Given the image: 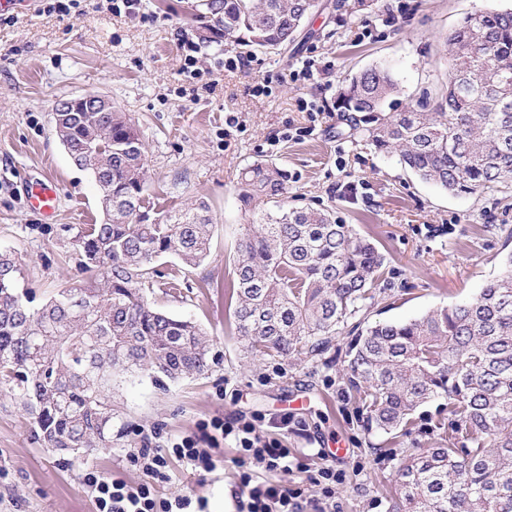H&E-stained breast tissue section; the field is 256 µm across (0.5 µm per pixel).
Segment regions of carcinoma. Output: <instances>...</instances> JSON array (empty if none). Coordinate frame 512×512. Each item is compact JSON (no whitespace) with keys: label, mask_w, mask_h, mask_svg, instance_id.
<instances>
[{"label":"carcinoma","mask_w":512,"mask_h":512,"mask_svg":"<svg viewBox=\"0 0 512 512\" xmlns=\"http://www.w3.org/2000/svg\"><path fill=\"white\" fill-rule=\"evenodd\" d=\"M355 15L377 0H337ZM318 0H200L205 31L246 50L293 41ZM448 83L403 112L384 65L342 83L333 108L348 136L395 152L419 179L451 194L512 185V9L466 14L447 38ZM70 159L102 192L104 221L83 228L85 279L42 304L0 253V388L32 416L46 448L88 454L112 445V376L155 382L210 367L205 332L156 308L154 263L201 265L208 207L152 222L142 211L145 154L124 112H56ZM288 171L257 161L237 185L252 216L238 247L236 329L251 350L285 359L327 352L348 329L345 358L366 433L396 435L441 399L434 442L401 458L390 512H512V252L470 300L405 322L369 321L384 257L329 210L288 208Z\"/></svg>","instance_id":"cac0c4a2"}]
</instances>
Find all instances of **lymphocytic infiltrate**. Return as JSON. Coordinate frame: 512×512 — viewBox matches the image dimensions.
<instances>
[{
  "mask_svg": "<svg viewBox=\"0 0 512 512\" xmlns=\"http://www.w3.org/2000/svg\"><path fill=\"white\" fill-rule=\"evenodd\" d=\"M198 433L186 436L168 448H140L129 454V462L145 475L144 481L130 484L88 469L82 475L92 494L96 512H206L187 494L159 497L157 488L171 479L170 458L191 465L197 472L215 468L214 457L224 440L235 443L244 469L238 474L233 496L235 512H322L318 499L306 496L291 464L293 452L275 438L261 439L255 421L227 420L215 416L197 425ZM282 473L279 483L260 482L255 465Z\"/></svg>",
  "mask_w": 512,
  "mask_h": 512,
  "instance_id": "1",
  "label": "lymphocytic infiltrate"
}]
</instances>
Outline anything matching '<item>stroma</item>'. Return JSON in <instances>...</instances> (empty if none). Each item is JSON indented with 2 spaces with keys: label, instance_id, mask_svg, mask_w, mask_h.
Returning <instances> with one entry per match:
<instances>
[{
  "label": "stroma",
  "instance_id": "35a3bbf8",
  "mask_svg": "<svg viewBox=\"0 0 512 512\" xmlns=\"http://www.w3.org/2000/svg\"><path fill=\"white\" fill-rule=\"evenodd\" d=\"M196 0H144L143 17L92 8L66 16L40 12L38 0L0 26V252L21 263L37 301L81 279L76 243L82 228L103 220L102 195L88 172L70 160L53 131L57 104L102 94L137 125L146 150L145 206L152 219L206 202L213 220L211 253L200 266L160 259V271L178 275L179 291L155 289L161 311L200 324L208 334L211 371L156 385L147 373L112 379V445L87 455L43 448L19 402L0 394V512H95L82 484L85 466L104 476L141 482L127 456L140 434L167 447L215 415L260 418L259 433L292 448L309 475L322 465L318 449L343 441L351 454L336 461L343 475L326 512H386L398 456L381 435L365 434L348 387L342 357L316 361L256 358L235 330L238 245L247 217L237 198L243 167L257 160L287 170L288 203L335 212L385 257L386 289L371 308L377 321L401 322L476 295L503 270L512 229V189L453 196L423 182L396 156L361 139L338 137L332 107L345 78L382 64L398 81L401 103L448 82L447 36L460 19L484 5L512 8V0H382L380 8L337 20L317 10L287 47L248 53L246 68H215L238 54L218 40L202 43L198 66L213 85L181 72L182 34H201ZM315 79L292 80L303 61ZM268 81L271 96H254ZM312 104L301 111V102ZM236 125L226 128L227 116ZM49 179L59 188L54 221L30 209L21 187ZM291 415L283 432L273 420ZM239 453L224 443L213 472L197 475L170 459L172 480L160 495L193 494L207 512H232Z\"/></svg>",
  "mask_w": 512,
  "mask_h": 512
}]
</instances>
